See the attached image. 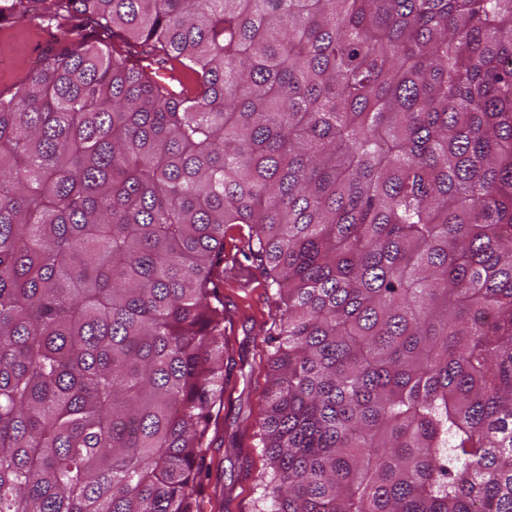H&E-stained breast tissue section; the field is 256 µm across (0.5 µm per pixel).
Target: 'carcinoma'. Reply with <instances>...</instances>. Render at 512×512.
Listing matches in <instances>:
<instances>
[{
	"label": "carcinoma",
	"instance_id": "obj_1",
	"mask_svg": "<svg viewBox=\"0 0 512 512\" xmlns=\"http://www.w3.org/2000/svg\"><path fill=\"white\" fill-rule=\"evenodd\" d=\"M39 2L83 36L0 90V512H200L229 224L273 512H512V0Z\"/></svg>",
	"mask_w": 512,
	"mask_h": 512
}]
</instances>
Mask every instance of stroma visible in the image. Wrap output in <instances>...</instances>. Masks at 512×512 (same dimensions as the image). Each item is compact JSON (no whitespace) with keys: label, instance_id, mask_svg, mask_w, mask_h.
I'll list each match as a JSON object with an SVG mask.
<instances>
[{"label":"stroma","instance_id":"1","mask_svg":"<svg viewBox=\"0 0 512 512\" xmlns=\"http://www.w3.org/2000/svg\"><path fill=\"white\" fill-rule=\"evenodd\" d=\"M77 34L67 26L41 23L35 17L18 18L11 10L0 13V89L23 79L39 66L46 51ZM247 287L224 284L226 331L224 368L227 381L219 404L213 445L202 472L201 512H271L261 497L256 477L268 467L256 448L253 424L263 416L271 386L269 355L274 350L267 336L272 302L264 288V274L256 264L243 262Z\"/></svg>","mask_w":512,"mask_h":512}]
</instances>
